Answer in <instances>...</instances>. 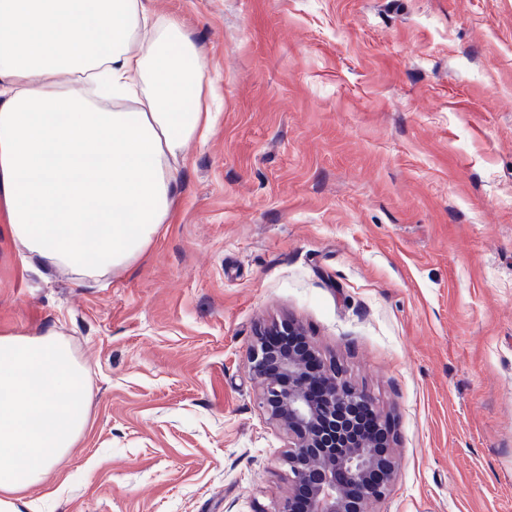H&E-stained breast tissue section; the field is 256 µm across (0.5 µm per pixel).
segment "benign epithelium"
I'll return each mask as SVG.
<instances>
[{
    "label": "benign epithelium",
    "instance_id": "1",
    "mask_svg": "<svg viewBox=\"0 0 512 512\" xmlns=\"http://www.w3.org/2000/svg\"><path fill=\"white\" fill-rule=\"evenodd\" d=\"M271 331L288 344L267 347ZM249 362L260 408L288 434L292 488L275 512H368L396 476L393 432L373 398L325 365L293 321L258 330ZM363 412L374 424L366 438L356 421Z\"/></svg>",
    "mask_w": 512,
    "mask_h": 512
}]
</instances>
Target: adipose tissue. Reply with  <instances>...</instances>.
<instances>
[{
	"mask_svg": "<svg viewBox=\"0 0 512 512\" xmlns=\"http://www.w3.org/2000/svg\"><path fill=\"white\" fill-rule=\"evenodd\" d=\"M195 54L148 0H0V201L24 263L101 276L168 223L172 165L214 120ZM88 380L58 333L0 336V512L84 433Z\"/></svg>",
	"mask_w": 512,
	"mask_h": 512,
	"instance_id": "ef3b65f1",
	"label": "adipose tissue"
}]
</instances>
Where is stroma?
Returning <instances> with one entry per match:
<instances>
[{
	"label": "stroma",
	"instance_id": "stroma-1",
	"mask_svg": "<svg viewBox=\"0 0 512 512\" xmlns=\"http://www.w3.org/2000/svg\"><path fill=\"white\" fill-rule=\"evenodd\" d=\"M221 107L169 223L100 278L25 267L0 334H62L85 433L34 512H274L258 327L295 319L390 415L372 512H512V0H151Z\"/></svg>",
	"mask_w": 512,
	"mask_h": 512
}]
</instances>
